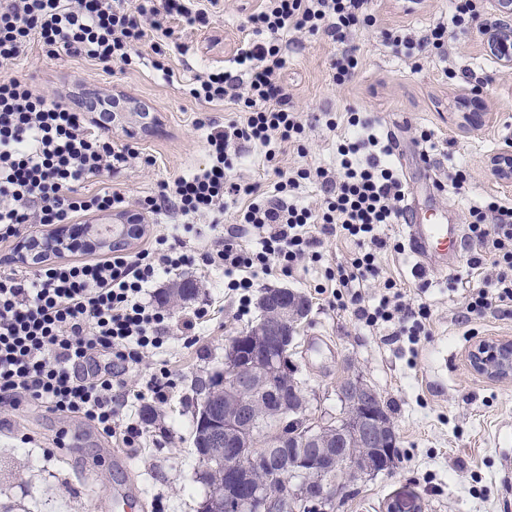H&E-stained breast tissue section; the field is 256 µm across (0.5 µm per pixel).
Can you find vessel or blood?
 <instances>
[{"label":"vessel or blood","instance_id":"vessel-or-blood-1","mask_svg":"<svg viewBox=\"0 0 512 512\" xmlns=\"http://www.w3.org/2000/svg\"><path fill=\"white\" fill-rule=\"evenodd\" d=\"M402 221L408 229L409 251L420 263L447 260L449 251L455 250L457 227L448 223L443 214L433 212L429 217H421L415 201L410 200Z\"/></svg>","mask_w":512,"mask_h":512}]
</instances>
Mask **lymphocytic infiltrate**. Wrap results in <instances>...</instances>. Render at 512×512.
I'll use <instances>...</instances> for the list:
<instances>
[{"label":"lymphocytic infiltrate","instance_id":"f902f5d3","mask_svg":"<svg viewBox=\"0 0 512 512\" xmlns=\"http://www.w3.org/2000/svg\"><path fill=\"white\" fill-rule=\"evenodd\" d=\"M200 0H0V66L14 64L31 41L48 55L81 57L100 64L130 65L147 30L171 37L168 17L187 24L203 21ZM262 40L236 59L241 76L224 71L196 75L191 93L208 102L231 100L244 106V121L207 126V166L173 182L138 205L139 215L156 216L174 207L182 216L223 214L227 198H247L238 222L261 235L259 248L230 233L211 248L156 235L136 253L113 250L103 258L45 262L40 239L29 236L34 271H0V404L13 408L30 399L49 410L92 422L126 448L143 445L144 430L126 413L124 377L147 354L162 347L169 314L153 300L160 278L189 265L220 267L224 288L247 313L260 276L291 275L302 259L320 262V237L340 236L356 250L348 265L325 267L323 286L339 309H352L366 326L388 325L391 338L405 342L418 356L430 336V311L412 306L393 279H386L376 306H367L357 284L376 276L379 250L389 246L379 234L385 224L400 223L405 185L395 168L393 149L364 112L331 117L353 127L336 146V172L300 168L287 173L276 165L285 147L304 152L305 127L289 106L279 75L285 64L283 42L289 31L320 34L340 46L333 64L336 84L354 77L359 65L356 32L373 25L368 0H260L249 16ZM115 99L65 103L33 93L16 76L0 78V243L19 236L27 224H68L80 214L126 207L120 191L101 186L104 175H118L141 154L116 145L109 136ZM240 142L261 145L276 180L273 193L262 196L256 183L227 175L228 152ZM314 178L324 189L319 211L285 198L300 181ZM98 191H87L88 182ZM469 238L479 253L466 260L468 271L492 263L495 280L469 288L468 314L512 315V205L498 199L470 210Z\"/></svg>","mask_w":512,"mask_h":512}]
</instances>
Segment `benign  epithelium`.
I'll return each instance as SVG.
<instances>
[{"instance_id": "1", "label": "benign epithelium", "mask_w": 512, "mask_h": 512, "mask_svg": "<svg viewBox=\"0 0 512 512\" xmlns=\"http://www.w3.org/2000/svg\"><path fill=\"white\" fill-rule=\"evenodd\" d=\"M495 19L484 30L485 44L502 46L496 60L503 68L512 70V0H491ZM470 112L466 113L467 124L473 129L492 122L482 101V95L467 97ZM512 149L505 148L491 161L492 171L500 180L512 178ZM122 232L114 237L108 233L93 231L91 243L94 247H111L112 239L130 240L141 231L140 221L128 214L118 219ZM268 308L267 316L253 331L242 333L229 343L228 358L224 359V411H216L207 417L211 442L214 448H224V493L228 497L229 512H282L280 501L286 492L282 485L267 482L263 485L252 483L255 471L269 462L271 451L286 446L280 433L261 428L253 413L257 402L272 398L278 412H295L306 418L308 432L303 436L301 447L317 449L311 459L301 454L288 464L283 472L300 474L304 477L303 492L294 504L293 512H324L333 506L335 500L347 491V484L359 479L384 475L390 472L385 457L374 453L395 437L394 423L377 414L381 396L369 384L359 378L347 381L338 388L344 413L341 418H351L358 423L357 439L368 449L361 458L344 462L336 453V443L323 430L333 421L316 420L306 417L308 400L302 391H293L288 397V388L281 386L293 362L288 355L292 330L302 314L296 305L274 292L262 295ZM470 365L478 374L493 380L512 379V339L491 338L479 341L470 351ZM240 448H251L253 452L244 455ZM340 469L347 480H324V472Z\"/></svg>"}]
</instances>
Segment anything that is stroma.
I'll list each match as a JSON object with an SVG mask.
<instances>
[{
    "label": "stroma",
    "instance_id": "stroma-1",
    "mask_svg": "<svg viewBox=\"0 0 512 512\" xmlns=\"http://www.w3.org/2000/svg\"><path fill=\"white\" fill-rule=\"evenodd\" d=\"M257 0H220L205 23L186 26L172 17L173 35L165 45V71L152 62L156 34H148L142 57L129 66L103 67L81 57L49 56L38 42L12 66L38 93L66 95L82 88L139 102L154 118L137 145L151 156L148 166L133 165L112 183L129 202L157 192L161 182L192 173L208 162L197 119L216 124L243 120L230 102L208 103L190 96L196 74L210 68L238 74L235 56L248 38L247 14ZM476 17L466 33H452L441 53L398 51L383 41L381 30L396 29L420 39L424 31L449 23L451 0H425L421 9L406 11L400 0H369L376 24L358 35L360 69L347 85H336L331 64L339 48L322 35L291 33L284 50L282 79L293 108L306 128L307 151L285 150L279 167L335 170L336 132L325 126V113L354 109L373 113L381 135L390 138L393 159L419 208L435 207L449 223L466 227L472 207L489 198L512 199V183L496 179L489 162L512 137V73L504 72L484 47L482 27L489 20L488 0H477ZM482 87L494 120L482 130L461 124L459 99ZM434 133V146L414 141L420 130ZM428 152L429 163L419 155ZM232 175L272 189L273 177L261 149L238 143ZM466 169L469 182L457 191L451 177ZM445 190L432 191L433 182ZM218 230L208 215L183 221L172 212L147 222L146 237L188 236L191 245L214 244ZM462 239L459 253L447 264L421 268L409 251L379 252V276L361 288L377 301L384 279L404 282L417 302L431 311V336L418 357L402 342L388 339L390 329L369 327L317 295L325 267L346 263L354 246L323 238L319 264L301 263L291 276L261 280V288H291L304 294L310 312L297 329L293 356L310 396L315 418L339 414V383L358 376L390 403L399 435L400 461L389 474L359 483L358 493L338 512H383L396 492L417 495L421 512H512V381L487 379L473 372L467 355L485 337H511L512 315L491 314L463 321V294L454 289L464 275L465 260L475 251ZM183 278L197 282L196 297L170 306L174 325L162 348L127 373L133 394L131 411L141 415L153 407L155 419L145 424V447L120 448L92 424L59 415L34 402L16 409L0 408V512H101L119 483L129 484L142 498L146 512H198L207 488L193 455V428L201 387L224 366V346L260 319L257 305L240 314L235 299L224 294L220 271L191 267ZM202 309L206 322L195 327L199 342L185 348L178 330L185 315ZM169 369L174 379L166 404L139 399L152 374Z\"/></svg>",
    "mask_w": 512,
    "mask_h": 512
}]
</instances>
